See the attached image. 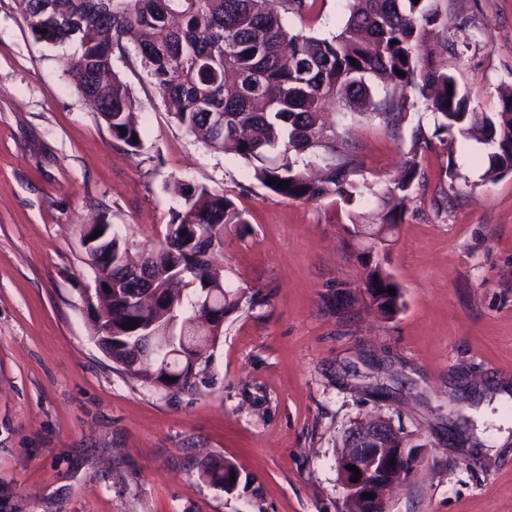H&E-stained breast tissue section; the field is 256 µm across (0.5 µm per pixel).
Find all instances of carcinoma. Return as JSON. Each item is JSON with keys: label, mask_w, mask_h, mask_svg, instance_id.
I'll return each mask as SVG.
<instances>
[{"label": "carcinoma", "mask_w": 512, "mask_h": 512, "mask_svg": "<svg viewBox=\"0 0 512 512\" xmlns=\"http://www.w3.org/2000/svg\"><path fill=\"white\" fill-rule=\"evenodd\" d=\"M38 41L56 40L55 19L67 23L69 41L79 50L68 76L93 111L106 122L112 137L130 151L141 146L134 120L136 100L117 76L90 87L82 60L84 43L107 41L99 70L112 71V57L126 54L124 38L136 35L135 52L151 77L170 117L211 149L253 163V178L287 199L318 200L338 196L351 204L359 187L351 181L357 166L353 150V120L376 107L374 82L391 87L381 105L403 118L402 98L418 92L426 108L437 115L434 133L458 134L488 146L485 177L490 181L512 169V88L504 91L495 111L471 108L448 69L419 59L415 46L436 27H447L431 0H348L349 16L331 38L290 29L285 15L300 13L306 0H15ZM404 75H399V72ZM418 167L417 155L404 162L403 176L384 195V223L398 220L409 198ZM274 179L276 183L268 184ZM290 182L280 189L276 184ZM183 200L172 213L174 224H196L199 235L224 248V235L244 232L248 221L232 197L222 190L177 182ZM379 224H353V236L363 243L370 306L389 318L403 305L402 293L376 250ZM212 262L161 264L156 275L166 283L177 276L180 287L171 299L174 310L133 304L136 281L119 266L112 278L126 287L112 293V321L93 318L94 340L104 355L131 381L153 385L174 379V394L197 390L219 336L199 337L194 322L204 314L197 307L202 283L212 274ZM395 289V294L388 293ZM247 303L262 304L226 285L212 296L213 309L226 317ZM180 319V331L200 345L192 351L177 345V354L139 361L133 350L149 334L170 339V323ZM135 326H130V323ZM121 328L122 339L106 336L108 324ZM235 466H201L199 477L229 492Z\"/></svg>", "instance_id": "cac0c4a2"}]
</instances>
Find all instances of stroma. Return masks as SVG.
Returning a JSON list of instances; mask_svg holds the SVG:
<instances>
[{
    "instance_id": "35a3bbf8",
    "label": "stroma",
    "mask_w": 512,
    "mask_h": 512,
    "mask_svg": "<svg viewBox=\"0 0 512 512\" xmlns=\"http://www.w3.org/2000/svg\"><path fill=\"white\" fill-rule=\"evenodd\" d=\"M436 4L469 44L447 54L436 29L421 54L492 111L512 87V0ZM346 14V0H316L286 22L328 37ZM76 53L36 41L0 0V512H345L338 444L374 414L424 447L391 512H512V172L484 180L485 146L441 143L424 106L397 125L377 109L353 136L363 195L289 200L177 125L132 53L113 58L137 101L130 152L70 82ZM419 129L429 144L417 149ZM413 148L385 263L403 306L384 318L349 229L381 223ZM176 181L245 210L247 232L226 233L216 262L265 302L227 316L197 391L171 395L98 349L82 231L106 223L133 251L158 246L181 205ZM339 291L351 300L337 311ZM453 412L470 441L450 436ZM224 460L240 472L228 493L198 477Z\"/></svg>"
}]
</instances>
